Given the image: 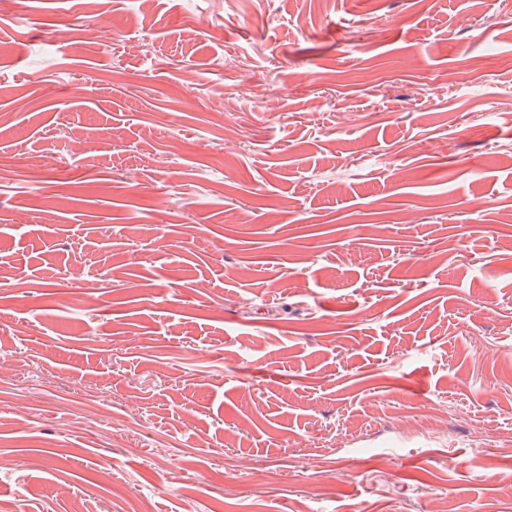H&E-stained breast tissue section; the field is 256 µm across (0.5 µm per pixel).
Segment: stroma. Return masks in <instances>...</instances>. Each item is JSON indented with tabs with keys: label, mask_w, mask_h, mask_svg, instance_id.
I'll return each mask as SVG.
<instances>
[{
	"label": "stroma",
	"mask_w": 512,
	"mask_h": 512,
	"mask_svg": "<svg viewBox=\"0 0 512 512\" xmlns=\"http://www.w3.org/2000/svg\"><path fill=\"white\" fill-rule=\"evenodd\" d=\"M1 259L0 512H512V0H15Z\"/></svg>",
	"instance_id": "1"
}]
</instances>
